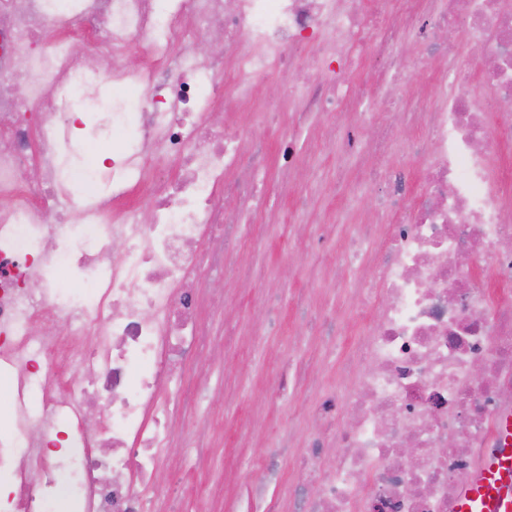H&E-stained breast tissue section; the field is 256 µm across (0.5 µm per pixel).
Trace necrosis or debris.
<instances>
[{
	"label": "necrosis or debris",
	"mask_w": 512,
	"mask_h": 512,
	"mask_svg": "<svg viewBox=\"0 0 512 512\" xmlns=\"http://www.w3.org/2000/svg\"><path fill=\"white\" fill-rule=\"evenodd\" d=\"M387 2L0 0V370L17 377L0 417V479L12 485L0 512H48L62 494L71 512H161L152 475L173 435L169 382L201 343L202 272L225 259L217 230L253 239L259 209L258 169L241 166L259 125L218 130L213 112L305 64L312 77L289 88L296 107L348 139L336 115L356 103L354 60L400 74L392 47L407 40L427 46L439 84L400 115L426 132L408 150L432 149L423 191L408 201L381 136L386 232L362 291L375 317L350 348L352 384L317 407L295 471L298 488H315L302 512H454L512 413V0H400L385 24ZM452 14L497 59L481 72L497 126L442 38ZM216 33L223 51L192 52ZM90 39L113 60L108 99L91 95L102 75L74 50ZM136 41L148 53L130 72L121 58ZM311 41L315 55L302 60ZM90 112L104 113L119 146L68 165L71 132ZM33 159L38 182L23 173ZM171 164L177 177L161 173ZM52 200L63 210L46 224L39 212ZM463 254L490 258L483 280ZM49 268L68 269L70 287L45 277ZM41 320L60 335L37 334ZM57 367L74 375L59 392ZM91 398L104 409L93 427ZM340 399L349 411L331 418Z\"/></svg>",
	"instance_id": "obj_1"
}]
</instances>
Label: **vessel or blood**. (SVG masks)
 Returning <instances> with one entry per match:
<instances>
[{"label": "vessel or blood", "mask_w": 512, "mask_h": 512, "mask_svg": "<svg viewBox=\"0 0 512 512\" xmlns=\"http://www.w3.org/2000/svg\"><path fill=\"white\" fill-rule=\"evenodd\" d=\"M499 447L488 449L475 478L464 486L454 512H512V415L498 425Z\"/></svg>", "instance_id": "vessel-or-blood-1"}]
</instances>
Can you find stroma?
Listing matches in <instances>:
<instances>
[{"label": "stroma", "instance_id": "stroma-1", "mask_svg": "<svg viewBox=\"0 0 512 512\" xmlns=\"http://www.w3.org/2000/svg\"><path fill=\"white\" fill-rule=\"evenodd\" d=\"M304 70L263 81L262 98L284 102L293 145L266 133L262 166L268 205L279 220L257 225L252 244L238 247L230 275L206 273L201 320L211 353L187 361L171 386L180 415L196 429L175 437L155 476L168 512H264L293 483L290 456L279 445L305 447L314 402L351 384L342 366L360 325L356 280L373 281L358 259V226L376 219L368 178L374 112L350 111L361 132L352 151H316L318 128L287 106L288 85ZM320 172L318 184L305 179Z\"/></svg>", "mask_w": 512, "mask_h": 512}]
</instances>
